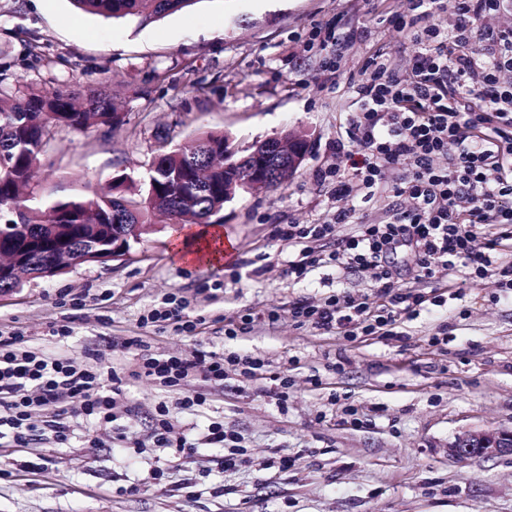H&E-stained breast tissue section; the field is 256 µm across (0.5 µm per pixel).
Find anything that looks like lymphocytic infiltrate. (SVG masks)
<instances>
[{"label": "lymphocytic infiltrate", "instance_id": "f902f5d3", "mask_svg": "<svg viewBox=\"0 0 512 512\" xmlns=\"http://www.w3.org/2000/svg\"><path fill=\"white\" fill-rule=\"evenodd\" d=\"M504 0H410L409 15L376 17V24L409 36L422 50L407 75L390 70L380 56L364 66L361 80L350 83L359 110L333 148L341 163L332 172L337 197L368 202L377 194L408 199L383 224H360L339 239L334 250L319 253L312 242L333 236L349 223L351 210H337L328 224H280L277 241L300 244L288 263V275L303 280L310 268L336 267L371 272L381 303L370 307L339 292L320 303H295L299 322L351 336H369L394 326L402 314H413L425 301L419 293L396 288L383 259L402 244L419 255V275L433 278L437 267L461 265L469 279L496 268L499 285L512 291V264H500L499 238L478 243L476 224H512V84L501 75L512 72V30L486 36L480 26L500 11ZM452 12L454 26L437 19ZM459 54H452V47ZM145 327H172L187 337L198 334L185 304L170 296L141 318ZM121 357L102 365L97 354L81 364L63 354L24 346L21 337L0 336V439L28 447L35 437L51 435L61 447L72 430L58 404L80 402L98 426H114L125 388L150 378L164 391L183 389L196 373L224 386L231 380H254L261 358L235 351L200 353L195 359L153 353L140 336L125 338ZM132 360H125L126 352ZM154 447L178 456L195 453L194 443L174 434L170 410L158 402L152 415Z\"/></svg>", "mask_w": 512, "mask_h": 512}]
</instances>
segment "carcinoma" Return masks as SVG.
Wrapping results in <instances>:
<instances>
[{
    "mask_svg": "<svg viewBox=\"0 0 512 512\" xmlns=\"http://www.w3.org/2000/svg\"><path fill=\"white\" fill-rule=\"evenodd\" d=\"M198 0H71L73 6L105 19L132 20L141 25L188 8ZM125 124L112 98L93 93L78 104L67 88L40 91L0 73V251H26L29 272L42 280L43 250L35 245L45 233L69 237L68 246L81 253L92 242L88 229L99 224L100 243L125 233L127 224H146L152 211L171 212L179 223L209 224L224 208V134L204 132L194 139L162 149L143 177L144 189L118 172L104 183L82 187L62 197L42 196L31 185L35 170L53 169L52 142L62 130L83 131L92 125L107 132Z\"/></svg>",
    "mask_w": 512,
    "mask_h": 512,
    "instance_id": "1",
    "label": "carcinoma"
}]
</instances>
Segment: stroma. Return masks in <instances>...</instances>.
I'll use <instances>...</instances> for the list:
<instances>
[{"label":"stroma","instance_id":"35a3bbf8","mask_svg":"<svg viewBox=\"0 0 512 512\" xmlns=\"http://www.w3.org/2000/svg\"><path fill=\"white\" fill-rule=\"evenodd\" d=\"M408 7L409 0H200L141 26L77 12L70 0H0V65L13 77L49 88L75 76L73 90L110 92L126 115L109 135L95 126L61 133L53 146L61 164L36 175L39 194L60 197L118 170L140 179L165 134L179 143L221 130L242 154L288 128L312 140L287 185L237 193L214 217L234 243L223 263L184 261L178 228L156 215L127 258L0 294V335L77 363L92 352L111 359L113 339L146 335L153 350L187 358L228 349L257 355L271 373L223 388L196 378L191 390L207 396L196 412L141 378L128 390L135 412L120 433L66 403L69 447L48 435L25 448L0 443V512H512V457L460 460L448 451L463 432L512 426V294L498 275L472 281L457 266L437 268L420 285L404 279L400 288L427 296L416 315L391 335L352 337L300 324L291 308L339 291L378 306L370 273L316 267L294 281L288 262L299 249L273 238L274 225L324 224L352 206L320 175L335 167L331 143L358 110L349 79L377 54L397 74L409 72L418 44L371 22ZM326 26L334 39L310 41ZM35 44L51 64L31 66ZM336 57L340 73L324 70ZM405 204L382 195L360 205L325 250L354 225L383 222ZM169 295L186 302L190 317H203L199 335L142 327L144 312ZM271 310L274 324L225 337L229 322ZM64 325L71 337L55 338ZM282 377L288 399L280 406L271 394ZM161 400L175 432L195 444L193 456L175 459L152 446ZM349 407L356 417L346 415ZM214 421L245 451L236 469H225L224 449L207 441ZM27 461L43 472H26ZM187 478L196 481L190 495L178 489Z\"/></svg>","mask_w":512,"mask_h":512}]
</instances>
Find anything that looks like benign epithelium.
<instances>
[{"instance_id":"7a95c632","label":"benign epithelium","mask_w":512,"mask_h":512,"mask_svg":"<svg viewBox=\"0 0 512 512\" xmlns=\"http://www.w3.org/2000/svg\"><path fill=\"white\" fill-rule=\"evenodd\" d=\"M309 145L307 134L296 129H288L255 144L246 156L236 161V165L241 167V173L231 180L229 188L224 190V196L231 198L239 191L265 189L273 183H288L300 170ZM128 253L129 249L122 242L110 251L91 248L64 267L59 266L56 260H50L46 265V273L52 276L81 265L116 260ZM449 452L462 460L512 455V427L465 432L449 445Z\"/></svg>"}]
</instances>
